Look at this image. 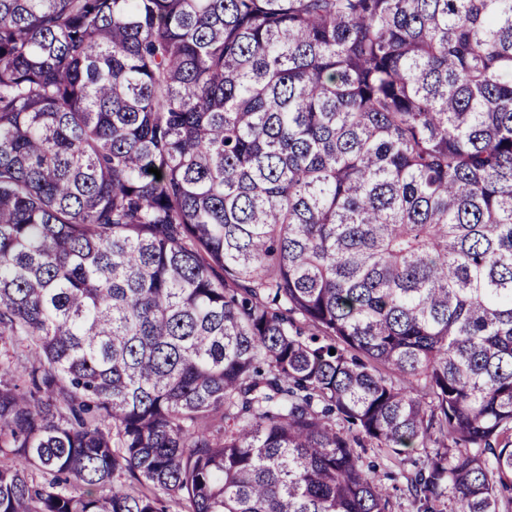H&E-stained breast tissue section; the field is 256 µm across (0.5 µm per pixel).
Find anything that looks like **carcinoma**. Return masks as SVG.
Listing matches in <instances>:
<instances>
[{"mask_svg":"<svg viewBox=\"0 0 512 512\" xmlns=\"http://www.w3.org/2000/svg\"><path fill=\"white\" fill-rule=\"evenodd\" d=\"M436 430L502 512L512 0H0V512H392ZM436 439L440 441L442 440L437 431L433 435L432 440L428 442L427 448H417L409 455L396 456L391 460H388L385 457V454L376 448V445L366 442V448H364L363 455L368 461L375 460L381 464L384 463L387 466L386 469L388 471H393L394 473H407L413 471L415 466L420 467L429 464L437 447V443L434 442Z\"/></svg>","mask_w":512,"mask_h":512,"instance_id":"obj_1","label":"carcinoma"}]
</instances>
